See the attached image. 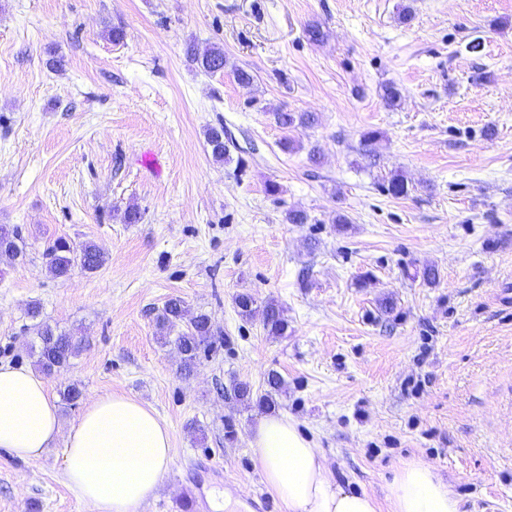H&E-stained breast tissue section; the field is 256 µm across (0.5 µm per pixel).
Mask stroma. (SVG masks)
<instances>
[{"mask_svg": "<svg viewBox=\"0 0 512 512\" xmlns=\"http://www.w3.org/2000/svg\"><path fill=\"white\" fill-rule=\"evenodd\" d=\"M214 44L218 72L186 53ZM279 112L319 122L285 129ZM219 125L221 163L205 139ZM395 173L406 196L387 191ZM0 224L26 242L0 260V363L33 365L36 301L84 339L49 380L83 393L59 404L63 428L106 394L159 415L176 454L143 512H181L198 487L195 512H215L217 489L284 512L249 445L272 371L278 412L381 512L404 461L432 466L462 512H512V0H0ZM60 236L97 244L103 265L54 278L43 251ZM240 292L277 301L287 335L242 320ZM172 296L218 336L188 377L155 324ZM63 467L60 442L31 461L0 449V512H92Z\"/></svg>", "mask_w": 512, "mask_h": 512, "instance_id": "obj_1", "label": "stroma"}]
</instances>
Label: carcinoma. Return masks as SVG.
<instances>
[{
    "mask_svg": "<svg viewBox=\"0 0 512 512\" xmlns=\"http://www.w3.org/2000/svg\"><path fill=\"white\" fill-rule=\"evenodd\" d=\"M187 53L201 68L215 72L224 68V50L212 46L204 51L188 48ZM276 123L284 128L308 127L317 123L318 118L311 112H277ZM206 140L211 148L213 158L224 161L228 149L224 143V126H212L206 130ZM25 241L16 227L0 225V253L8 252L18 257L24 256ZM49 274L56 278L70 274L72 267L80 266L87 272L97 271L104 263V253L93 242L73 245L64 238L56 239L43 252ZM238 313L248 319L257 311L256 301L249 293H239L234 299ZM28 315L33 320L29 330L37 337L35 348V366L42 374L52 376L71 365L81 347L82 339L51 325L41 318L40 305L32 303ZM264 328L272 336H282L288 329V319L283 308L274 300L265 302L262 308ZM156 322L162 329L173 330L181 323H186V329L178 331L174 336L165 337V342L171 344L180 356V372L185 376L194 371L202 352L213 348L214 331L209 315L205 313L189 314L185 302L179 297H171L158 310ZM267 390L258 399V405L266 410L276 405L275 395L282 390L281 377L272 372L266 380Z\"/></svg>",
    "mask_w": 512,
    "mask_h": 512,
    "instance_id": "obj_1",
    "label": "carcinoma"
}]
</instances>
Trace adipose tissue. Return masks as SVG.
<instances>
[{"mask_svg": "<svg viewBox=\"0 0 512 512\" xmlns=\"http://www.w3.org/2000/svg\"><path fill=\"white\" fill-rule=\"evenodd\" d=\"M60 439L65 480L93 512H142L175 455L167 425L143 403L103 395L65 429L47 380L31 368L0 364V448L31 460ZM249 445L285 512H379L372 494L336 484L324 456L289 416L261 417ZM387 501L389 512H461L452 486L416 461L398 467Z\"/></svg>", "mask_w": 512, "mask_h": 512, "instance_id": "obj_1", "label": "adipose tissue"}]
</instances>
